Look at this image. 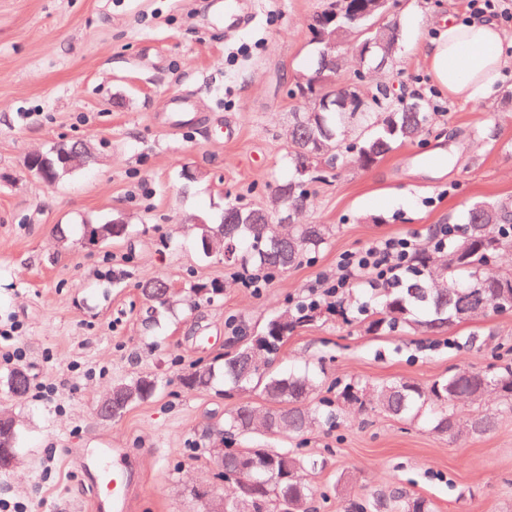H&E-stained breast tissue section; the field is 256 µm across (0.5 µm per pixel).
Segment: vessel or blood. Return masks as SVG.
I'll list each match as a JSON object with an SVG mask.
<instances>
[{
	"label": "vessel or blood",
	"instance_id": "vessel-or-blood-1",
	"mask_svg": "<svg viewBox=\"0 0 512 512\" xmlns=\"http://www.w3.org/2000/svg\"><path fill=\"white\" fill-rule=\"evenodd\" d=\"M123 454V449L110 447L104 441L83 458L85 468L94 475L95 512H130L138 475L121 465Z\"/></svg>",
	"mask_w": 512,
	"mask_h": 512
}]
</instances>
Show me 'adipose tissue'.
Segmentation results:
<instances>
[{
  "label": "adipose tissue",
  "mask_w": 512,
  "mask_h": 512,
  "mask_svg": "<svg viewBox=\"0 0 512 512\" xmlns=\"http://www.w3.org/2000/svg\"><path fill=\"white\" fill-rule=\"evenodd\" d=\"M435 29L424 47L434 83L456 100L489 95L507 63L502 51L506 32L485 14L464 21L449 15Z\"/></svg>",
  "instance_id": "ef3b65f1"
}]
</instances>
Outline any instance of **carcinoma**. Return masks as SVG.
I'll return each instance as SVG.
<instances>
[{"mask_svg": "<svg viewBox=\"0 0 512 512\" xmlns=\"http://www.w3.org/2000/svg\"><path fill=\"white\" fill-rule=\"evenodd\" d=\"M313 77L299 91L309 97L325 98L336 89L335 72L317 62ZM415 109L400 99L393 101L385 90H378L371 102L359 112H298L288 132L291 151L287 166L291 176L276 186L279 203L302 206L308 199L306 185L319 170H327L326 157L336 154V164L356 158L369 167L397 146L412 141L432 119L422 100ZM507 212L490 201L472 204L465 224L448 244V249H427L419 253L409 273L395 282L374 288L376 304L357 308L373 333L390 331L400 325L440 329L453 323L470 321L490 310H512V273L489 276L487 267L500 256L512 254V233ZM100 236V243L124 237L127 224L99 223L80 227V236L88 229ZM196 241L204 256L224 249V261L254 266L272 273L283 272L312 258L328 243L331 228L327 224H294L288 234L277 233L275 211L259 206L228 205L219 224L193 225ZM141 294L150 302L149 318L157 321L165 312L174 311L167 283L148 279ZM321 303H298L270 319L255 335L239 336L237 345L224 353L220 367L208 363L197 366L182 378L196 390L214 387L224 380V393L250 394L255 391L265 401L261 409L240 404L224 414L218 433L229 439L260 434L275 425L273 434L303 436L313 427L334 426L341 416V404L358 400L359 384L347 383L336 398L315 399L321 385L315 370L282 374L275 368L288 337L320 314ZM0 386L22 397L30 386L23 367H15L0 378ZM160 388L151 376L120 381L113 386L119 418L132 406L151 398ZM494 393L512 407V362L487 370L459 369L422 386L405 380L382 383L373 390L376 407L398 419H415L428 411L433 430L456 441L465 435L491 432L496 420L476 409L465 421L455 413L456 402L478 405ZM271 464L266 481L248 495L230 491L224 498V512H308L312 487L305 473L318 467V460L306 454H290L281 449L237 448L224 453V474L239 475L249 467ZM375 512H432L423 499H407L400 493L365 508Z\"/></svg>", "mask_w": 512, "mask_h": 512, "instance_id": "1", "label": "carcinoma"}]
</instances>
